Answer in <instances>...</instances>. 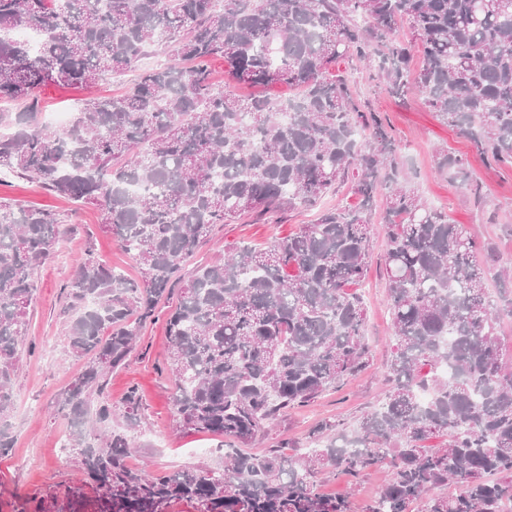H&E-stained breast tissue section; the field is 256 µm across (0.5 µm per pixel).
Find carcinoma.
I'll return each mask as SVG.
<instances>
[{
    "instance_id": "1",
    "label": "carcinoma",
    "mask_w": 512,
    "mask_h": 512,
    "mask_svg": "<svg viewBox=\"0 0 512 512\" xmlns=\"http://www.w3.org/2000/svg\"><path fill=\"white\" fill-rule=\"evenodd\" d=\"M408 45L388 39L397 24ZM44 33L37 47L7 34ZM166 45L175 61L147 68L124 92L83 100L65 128L40 120L36 91L91 88ZM421 65L412 71L411 51ZM354 57L395 97L417 92L496 167H512V0H0V175L35 179L91 204L132 254L129 281L86 255L65 285L69 353L88 358L59 394L65 447L91 488L95 512H349L320 490L319 474L353 480L382 465L390 476L365 512H504L512 503V270L494 244L430 207L397 161L382 120L331 74ZM224 61L216 89L209 64ZM286 85V101L233 87ZM479 203L467 161L442 154ZM356 172L355 206L326 208L264 248L229 246L222 262L182 267L215 224L313 207ZM385 189L382 269L395 345L378 408L351 429L321 422L310 447L243 449L279 417L370 367L358 287L369 267L367 213ZM62 222L47 210L0 201V420L14 407L34 273L56 252ZM497 269L498 300L487 272ZM164 371L178 428L219 438L220 469H134L128 458L141 402L130 388L126 428L100 399L126 365L162 298ZM448 366V374L440 372ZM427 389L424 403L419 392ZM441 437L438 445L426 442ZM460 486L457 494L448 485ZM82 487L49 491L22 512H78Z\"/></svg>"
}]
</instances>
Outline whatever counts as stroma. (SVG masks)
Returning a JSON list of instances; mask_svg holds the SVG:
<instances>
[{"instance_id": "1", "label": "stroma", "mask_w": 512, "mask_h": 512, "mask_svg": "<svg viewBox=\"0 0 512 512\" xmlns=\"http://www.w3.org/2000/svg\"><path fill=\"white\" fill-rule=\"evenodd\" d=\"M336 70L349 78L358 99L383 118L397 156L417 173L415 186L419 194L431 206L448 213L455 223L493 240L504 261L512 263V233L491 221L495 213L512 215V168L489 165L473 143L444 124L420 97L400 99L389 95L383 83L373 79L358 61L342 60ZM131 78L127 72L99 82L91 91L50 84L41 90V107L46 112H69L89 93L122 92ZM443 150L466 157L471 174L484 186V205H473L459 182L437 172V155ZM0 198L58 214L65 226L55 257L35 272L38 288L31 304L27 333L33 349L24 356L14 380L15 408L10 419L14 448L8 456L0 458V512H17L19 501L83 482L73 456L61 446L67 420L55 412L57 394L85 366L84 361L75 360L68 351L63 315L64 287L77 260L92 255L131 280L138 279L139 270L132 256L103 231L95 207L75 205L48 193L39 182L19 178L0 185ZM384 209V196H377L370 215L376 227L370 243V271L359 288L366 309V337L373 351L371 368L353 378L343 390L285 414L266 437L249 445V452H262L282 440L296 449L306 448L308 432L321 420L340 418L356 422L382 399L388 387L385 365L393 344L385 282L379 273L386 242L377 227ZM315 216L312 209H292L271 219L247 218L215 225L191 262L197 265L223 257L230 244L266 246L296 232ZM166 356L165 319L159 316L146 325L136 350L124 367L110 374L104 389V399L115 410L112 424L116 427L124 424L119 408L127 390L134 387L140 393L144 414L135 431L137 446L129 464L138 469L148 463L159 470L197 465L220 467L222 455L212 436L175 428L170 406L172 386L163 372ZM387 476L388 470L383 467L355 484L329 473L321 474L319 481L324 494L348 497L352 512H364Z\"/></svg>"}]
</instances>
